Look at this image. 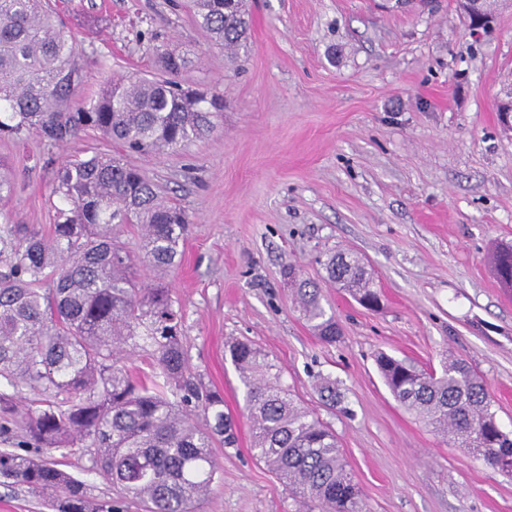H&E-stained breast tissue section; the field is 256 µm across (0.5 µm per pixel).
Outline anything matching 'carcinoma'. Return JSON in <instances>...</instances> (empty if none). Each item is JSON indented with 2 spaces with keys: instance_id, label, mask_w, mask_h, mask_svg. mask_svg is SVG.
I'll use <instances>...</instances> for the list:
<instances>
[{
  "instance_id": "carcinoma-1",
  "label": "carcinoma",
  "mask_w": 512,
  "mask_h": 512,
  "mask_svg": "<svg viewBox=\"0 0 512 512\" xmlns=\"http://www.w3.org/2000/svg\"><path fill=\"white\" fill-rule=\"evenodd\" d=\"M191 9L217 44L235 48L245 39L243 0H191ZM158 60L172 79L116 81L72 112L81 72L50 4L0 0V138L35 133L56 143L92 129L131 152L179 151L213 130L222 101L173 81L188 69L187 54L162 49ZM54 194L60 205L48 234L20 226L0 233V254L10 259L0 273V383L45 396L42 407L22 412L13 395L0 393V411L17 416L40 448L86 444L93 469L120 497L100 502L57 464L12 450L0 451V485L51 495L52 512H123L127 499L147 504V512H196L219 469L214 441L233 448L237 439L224 396L192 379L183 315L162 277L180 262L188 216L138 169L105 153L60 166ZM116 224L137 225L140 256L117 240ZM139 262L155 279L137 277ZM493 263L512 288L511 243ZM325 269L359 303L377 300L358 258L335 253ZM296 298L316 336L340 339L316 285L299 281ZM138 349L151 356L148 379L121 365ZM230 357L246 388L252 455L288 487L298 512H365L336 435L297 404L277 365L245 341L232 345ZM377 365L408 411L452 445L512 473V435L497 424L486 383L463 361H444L438 375L384 354ZM197 408L207 414L203 427L190 418Z\"/></svg>"
}]
</instances>
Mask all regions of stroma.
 <instances>
[{
    "label": "stroma",
    "instance_id": "obj_1",
    "mask_svg": "<svg viewBox=\"0 0 512 512\" xmlns=\"http://www.w3.org/2000/svg\"><path fill=\"white\" fill-rule=\"evenodd\" d=\"M73 37L83 103L119 75H157L156 50L188 48L183 85L220 94L213 132L175 154L128 153L93 131L52 144L0 142L15 170L0 228L47 233L57 169L108 152L140 168L189 217L165 275L184 314L192 373L224 395L238 427L199 512H295L251 452L246 388L227 344L252 342L302 406L336 434L367 512H512V474L446 442L394 399L384 352L420 369L464 359L512 432V288L492 256L512 243V129L497 102L512 83V5L491 32L456 0H248L237 50L198 27L188 0H51ZM358 256L381 295L369 309L327 281L336 251ZM318 285L340 339L321 342L289 270ZM341 402L323 404L321 382ZM109 499L83 448L37 450Z\"/></svg>",
    "mask_w": 512,
    "mask_h": 512
}]
</instances>
